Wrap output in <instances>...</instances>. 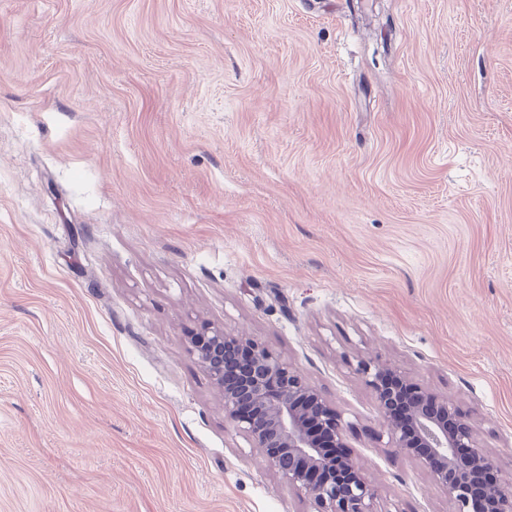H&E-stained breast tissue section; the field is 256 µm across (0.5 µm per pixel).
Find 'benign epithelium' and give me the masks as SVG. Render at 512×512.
I'll return each instance as SVG.
<instances>
[{
  "instance_id": "1",
  "label": "benign epithelium",
  "mask_w": 512,
  "mask_h": 512,
  "mask_svg": "<svg viewBox=\"0 0 512 512\" xmlns=\"http://www.w3.org/2000/svg\"><path fill=\"white\" fill-rule=\"evenodd\" d=\"M187 350L220 392L224 417L261 450L266 465L314 503L316 512H376V487L342 451L341 416L302 373L249 336L202 325ZM389 440L418 460L457 504V512H512V493L499 485L471 489V471L498 470L455 404L413 383L398 368L361 361ZM469 449L462 458L458 449Z\"/></svg>"
}]
</instances>
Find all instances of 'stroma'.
<instances>
[{"mask_svg":"<svg viewBox=\"0 0 512 512\" xmlns=\"http://www.w3.org/2000/svg\"><path fill=\"white\" fill-rule=\"evenodd\" d=\"M336 407L377 512H456L356 368L512 489V0H0V512H315L186 351Z\"/></svg>","mask_w":512,"mask_h":512,"instance_id":"obj_1","label":"stroma"}]
</instances>
